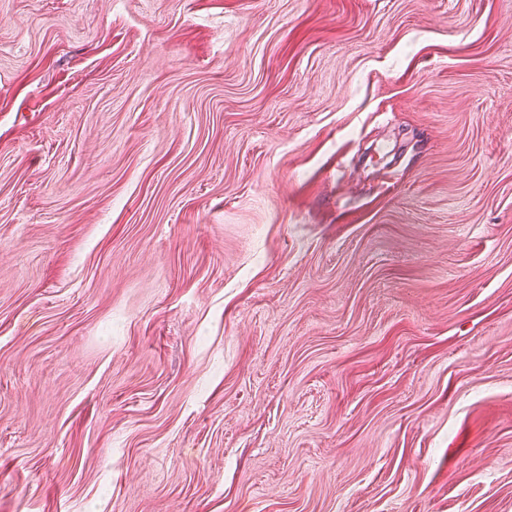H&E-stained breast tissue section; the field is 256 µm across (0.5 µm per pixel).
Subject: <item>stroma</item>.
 <instances>
[{
  "mask_svg": "<svg viewBox=\"0 0 512 512\" xmlns=\"http://www.w3.org/2000/svg\"><path fill=\"white\" fill-rule=\"evenodd\" d=\"M0 512H512V0H0Z\"/></svg>",
  "mask_w": 512,
  "mask_h": 512,
  "instance_id": "1",
  "label": "stroma"
}]
</instances>
